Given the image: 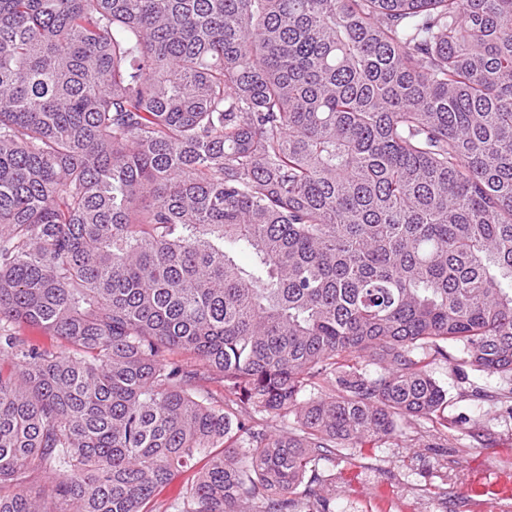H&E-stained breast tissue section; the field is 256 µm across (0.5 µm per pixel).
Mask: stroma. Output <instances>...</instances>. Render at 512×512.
I'll use <instances>...</instances> for the list:
<instances>
[{
  "instance_id": "stroma-1",
  "label": "stroma",
  "mask_w": 512,
  "mask_h": 512,
  "mask_svg": "<svg viewBox=\"0 0 512 512\" xmlns=\"http://www.w3.org/2000/svg\"><path fill=\"white\" fill-rule=\"evenodd\" d=\"M459 356L448 346L429 367L447 393V435L408 422L396 439L365 440L336 462L320 461L328 512H502V500L469 482L512 473V376L457 366Z\"/></svg>"
}]
</instances>
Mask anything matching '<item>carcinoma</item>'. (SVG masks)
<instances>
[{
    "mask_svg": "<svg viewBox=\"0 0 512 512\" xmlns=\"http://www.w3.org/2000/svg\"><path fill=\"white\" fill-rule=\"evenodd\" d=\"M443 342L512 376V0H0V512H325ZM20 334L54 352L59 353L65 351L67 348V344L63 340L41 329L23 326L20 328ZM195 469L174 470L166 485L156 497L159 504L157 511L165 512L168 507L180 502L190 487Z\"/></svg>",
    "mask_w": 512,
    "mask_h": 512,
    "instance_id": "obj_1",
    "label": "carcinoma"
}]
</instances>
